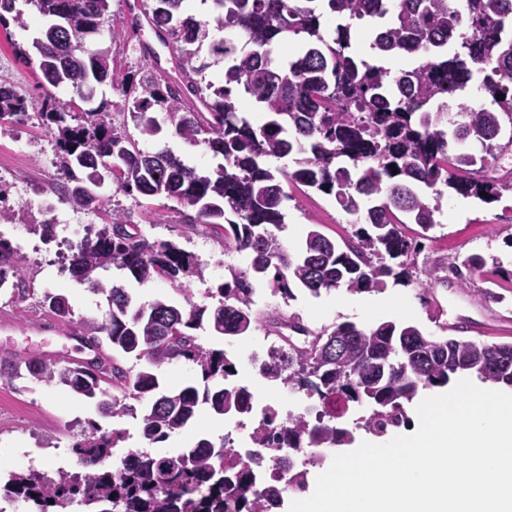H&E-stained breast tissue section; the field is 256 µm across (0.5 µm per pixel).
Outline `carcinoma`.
Listing matches in <instances>:
<instances>
[{
  "mask_svg": "<svg viewBox=\"0 0 512 512\" xmlns=\"http://www.w3.org/2000/svg\"><path fill=\"white\" fill-rule=\"evenodd\" d=\"M25 2L51 20L33 43L44 81L70 87L83 100L95 85L110 83L122 97L119 111L139 132L136 139L118 129L108 101L77 112L73 100L50 93L31 114L26 94L0 79V121L33 118L50 129L59 170L53 192L72 210L88 211L102 172L110 171L118 190L174 199L195 211L183 214L185 223L224 230V247L247 264H224V282L209 291L216 306L195 302L182 282L198 273L195 256L174 241L150 240L114 208L71 248L68 266L76 283L107 302L105 322L80 326L93 347L108 341L112 355L85 365L4 358L0 380L27 376L64 387L98 399L113 418L134 413L126 398L147 396L141 436L153 444L189 428L203 410L247 417L252 391L232 381L233 358L204 348L196 331L245 338L262 324L280 343L256 360L257 375L320 401L312 421L298 415L284 424L268 413L253 431L267 448H345L354 433L339 420L351 404L365 401L376 409L358 426L381 436L407 424L405 404L448 385L455 374L512 388V342L433 338L393 321L368 330L345 322L316 331L296 316L257 309L254 300L265 287L287 302L297 290L317 298L341 289L380 292L389 278L409 286L416 243L404 226L415 224L423 235L433 229L448 193L490 202L503 189L512 191V168L506 180L473 177L512 153V0H462L460 10L448 0H212L222 37L186 13L185 0H152L146 19L177 59L181 78L174 81L148 68L123 73L109 50H85L86 38L111 20L112 0ZM16 3L0 0L1 26L24 25ZM373 18L384 23L370 33L371 50L421 62L391 71L359 59L355 25ZM293 36L303 38L302 46L286 65L275 64L273 53ZM204 49L224 62V84L203 83ZM451 100L458 102L457 121L448 120ZM157 109L181 139L206 145L223 162L202 171L168 149H144L140 141L161 131L151 115ZM287 157L290 169L271 165ZM284 181L334 197L364 223L341 245L314 224L297 250L288 249L276 234L285 221ZM113 269L139 285L165 279L183 302L136 306L124 285L109 286L100 277ZM18 274L14 248L0 237V285ZM42 303L71 327L65 296L46 292ZM123 356L140 367L125 368ZM174 360L191 364L200 384L165 387L157 370ZM120 439L115 429L79 440L72 450L95 466ZM307 475L276 463L270 480L260 482L250 465L226 451L225 440L200 438L176 456L131 451L115 470L14 473L6 492L37 497L36 512H71L76 504L82 512H267L282 505L283 493L305 492Z\"/></svg>",
  "mask_w": 512,
  "mask_h": 512,
  "instance_id": "carcinoma-1",
  "label": "carcinoma"
}]
</instances>
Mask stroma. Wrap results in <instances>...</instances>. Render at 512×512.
Segmentation results:
<instances>
[{"instance_id":"1","label":"stroma","mask_w":512,"mask_h":512,"mask_svg":"<svg viewBox=\"0 0 512 512\" xmlns=\"http://www.w3.org/2000/svg\"><path fill=\"white\" fill-rule=\"evenodd\" d=\"M26 26L10 25L0 28V77L16 86L29 98L30 111H39L48 89L38 68V57L32 46L39 37L42 22L33 7H26ZM151 30L141 35L111 39L109 30L89 37L90 49L107 48L122 65L123 71H135L144 64L139 50L140 41H154ZM148 148H165L180 156L187 164L210 169L216 166L205 146H192L164 127ZM53 141L50 132L31 120L24 123L0 125V167L15 175L12 196L20 197L19 208L24 222L14 224L10 241L23 240L28 244L25 253L17 255V265L30 296L22 302L0 305V358L43 357L48 359L75 358L83 351L78 341L70 338L55 316L40 304L44 292L65 295L75 318L104 322L108 307L103 297L89 292L72 281L67 271L69 248H56L42 243L32 233V225L45 220L43 203L49 200L48 185L57 179L58 170L52 165ZM289 195L284 210L285 226L280 238L289 247H298L309 225H321L329 237L341 240L352 233L356 219L345 214L333 198L294 185L287 186ZM105 209L119 208L128 212L152 240H172L199 260V272L187 277L185 285L192 295L201 289L222 282L225 262L237 261L234 253H225L223 234L203 224L183 223L176 201L164 197H132L110 186L100 192ZM438 225L428 239H421L419 229L410 224L405 234L422 241L415 257V284L408 287L388 286L372 293H350L344 290L320 297L301 293L296 300L284 302L281 297L263 291L260 306L267 311L286 315L296 314L312 329L331 328L352 322L371 328L385 321L410 322L428 335L440 330L431 320L421 301L426 270L443 263H462L478 255L485 261L481 272L469 280L465 288L456 283L436 286L435 293L445 306L447 316L458 314L479 319L483 301L481 288L488 279H496L501 291L512 300V191H502L496 201L484 203L456 196L445 198ZM112 431L127 429L129 447L140 444L136 437L138 422L132 417L103 416L93 399H79L61 387H50L20 379L14 383L0 381V479L16 471L18 462L36 459L42 462L54 458L61 449L70 450L81 438L94 429ZM229 430L227 420L202 412L193 428L171 435L166 441L154 444L163 455H174L190 447L196 438L206 435L219 438Z\"/></svg>"}]
</instances>
